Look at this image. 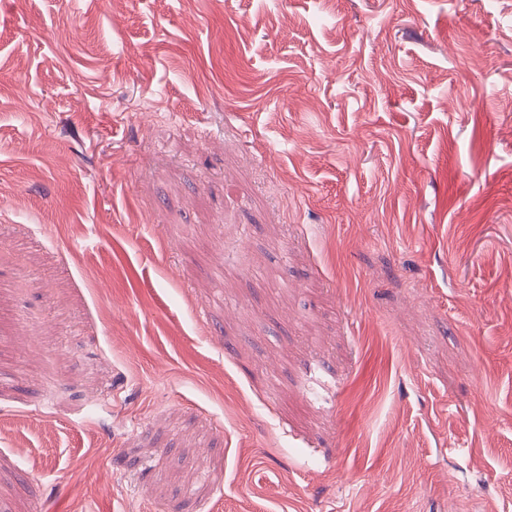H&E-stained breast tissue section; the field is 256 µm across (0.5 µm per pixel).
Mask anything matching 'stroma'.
I'll use <instances>...</instances> for the list:
<instances>
[{"instance_id":"stroma-1","label":"stroma","mask_w":512,"mask_h":512,"mask_svg":"<svg viewBox=\"0 0 512 512\" xmlns=\"http://www.w3.org/2000/svg\"><path fill=\"white\" fill-rule=\"evenodd\" d=\"M0 512H512V0H0Z\"/></svg>"}]
</instances>
